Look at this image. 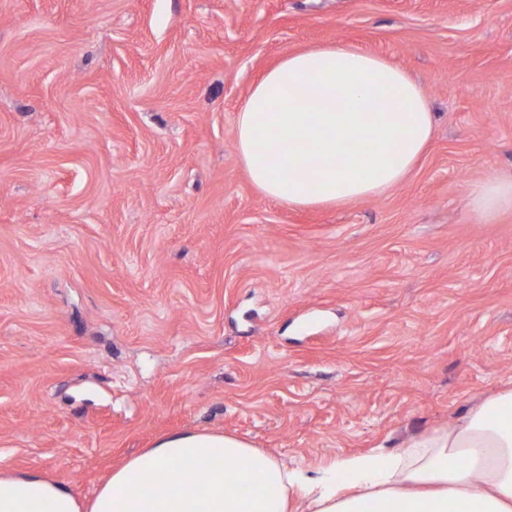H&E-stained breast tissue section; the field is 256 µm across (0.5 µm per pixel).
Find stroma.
I'll return each instance as SVG.
<instances>
[{"mask_svg":"<svg viewBox=\"0 0 512 512\" xmlns=\"http://www.w3.org/2000/svg\"><path fill=\"white\" fill-rule=\"evenodd\" d=\"M384 57L437 125L408 177L293 209L235 121L284 55ZM512 0H0V460L83 502L163 436L317 467L512 382ZM471 207L484 220L512 211V180H487L478 185L471 193Z\"/></svg>","mask_w":512,"mask_h":512,"instance_id":"obj_1","label":"stroma"}]
</instances>
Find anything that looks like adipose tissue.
I'll return each instance as SVG.
<instances>
[{
    "mask_svg": "<svg viewBox=\"0 0 512 512\" xmlns=\"http://www.w3.org/2000/svg\"><path fill=\"white\" fill-rule=\"evenodd\" d=\"M433 121L425 90L404 70L333 45L285 55L260 78L236 118V150L263 195L299 208L345 205L402 182ZM471 207L485 220L512 210V180L478 185ZM231 484L252 493H228ZM294 497L309 512H512V389L400 452L379 448L317 470L201 433L158 440L87 503L62 482L0 467V512H288Z\"/></svg>",
    "mask_w": 512,
    "mask_h": 512,
    "instance_id": "ef3b65f1",
    "label": "adipose tissue"
}]
</instances>
